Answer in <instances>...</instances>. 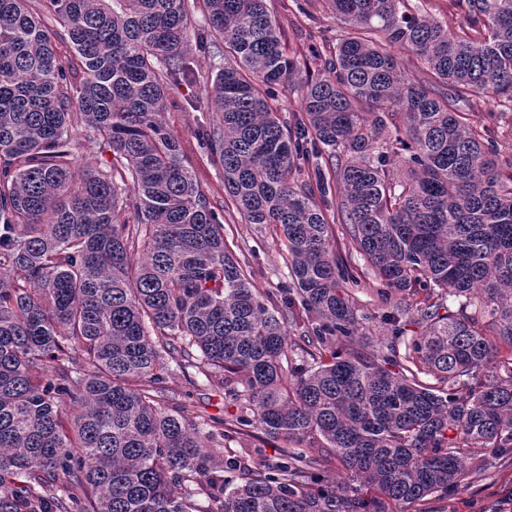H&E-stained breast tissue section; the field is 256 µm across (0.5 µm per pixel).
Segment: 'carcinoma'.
<instances>
[{
  "label": "carcinoma",
  "mask_w": 512,
  "mask_h": 512,
  "mask_svg": "<svg viewBox=\"0 0 512 512\" xmlns=\"http://www.w3.org/2000/svg\"><path fill=\"white\" fill-rule=\"evenodd\" d=\"M27 2L0 0V512H394L458 491L472 448L512 455V174L457 108L512 102V0H452L458 33L407 0H322L342 34L304 78L265 0H45L65 56ZM214 39L203 136L244 222L282 230L279 293L225 251L161 119ZM81 127L107 167L77 165ZM332 203L381 301L426 293L378 350L355 347ZM172 362L233 419L169 407ZM253 429L276 463L226 451Z\"/></svg>",
  "instance_id": "1"
}]
</instances>
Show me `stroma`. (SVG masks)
<instances>
[{
    "instance_id": "35a3bbf8",
    "label": "stroma",
    "mask_w": 512,
    "mask_h": 512,
    "mask_svg": "<svg viewBox=\"0 0 512 512\" xmlns=\"http://www.w3.org/2000/svg\"><path fill=\"white\" fill-rule=\"evenodd\" d=\"M268 13L281 31L283 47L300 70L316 69L324 44L335 43L341 28L323 8L310 0H265ZM194 62L190 78L176 87L165 103L163 118L180 142L184 164L192 171L207 197L219 205L224 220V244L227 251L254 272L252 283L263 292L284 285L287 276L286 240L279 226L247 224L232 198L224 193V172L207 148L202 133L220 120L211 102L212 82L224 66V45L216 43L207 53L189 48ZM473 125L487 129L497 140L504 158L512 159V102L485 103L478 98L461 104ZM327 216L335 237L334 248L345 263L358 266L360 277L350 293L362 325V346L381 348L387 331L381 321L385 310L376 295L377 283L371 268L356 252L346 225L340 224L335 211ZM164 386L176 403L195 408L202 415L231 418L234 403L213 390L196 369L172 367ZM512 496V456L497 458L473 472L466 487L450 498L426 497L408 512H496L505 498Z\"/></svg>"
}]
</instances>
